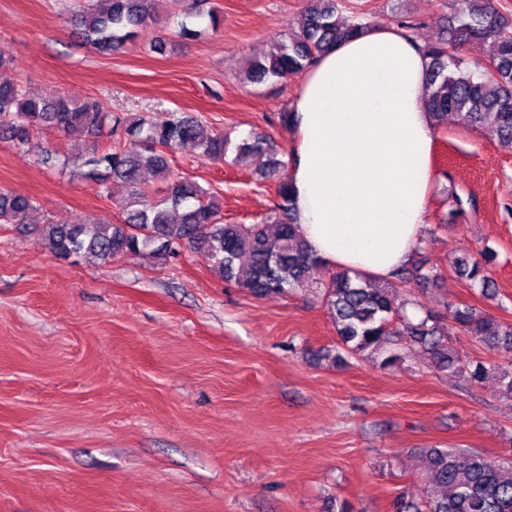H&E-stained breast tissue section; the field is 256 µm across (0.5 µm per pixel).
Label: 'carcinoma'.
Returning <instances> with one entry per match:
<instances>
[{
  "label": "carcinoma",
  "mask_w": 512,
  "mask_h": 512,
  "mask_svg": "<svg viewBox=\"0 0 512 512\" xmlns=\"http://www.w3.org/2000/svg\"><path fill=\"white\" fill-rule=\"evenodd\" d=\"M155 0H89L71 20L73 34L102 56L126 49L140 32L157 28ZM369 25L362 17L339 15L338 0H307L296 27L273 49L253 58L246 78L263 84L305 72L336 44ZM471 42L488 46L483 59L467 61L462 49ZM430 57L425 104L434 122L456 114L471 128L486 132L512 151V14L493 0H461L447 20V37L426 44ZM108 114L95 99L75 101L67 95L40 99L9 82H0V139L32 148L34 130L55 129L68 136L98 138ZM109 136L113 143L101 151L92 148L81 158V176L109 189L119 179L128 187L119 222L93 220L86 224H47L43 231L54 252L63 259L89 255L103 262L118 254L148 253L167 260L183 250L208 255L224 280L255 297L286 295L315 288L334 317L336 349L316 355L343 367L348 359L370 356L380 368L401 365L411 354L425 352L435 369L460 373L476 384L488 368L460 353L453 344L459 330L500 350L505 361L494 366L503 394L512 399V324L491 329L489 317L468 304L451 307L452 324L431 313L411 318L408 308H420L410 299L392 297L395 287L435 286L447 278L444 269L413 265L393 273L389 280L373 281L348 270L329 271L316 257L294 221L292 191L286 164L277 158L271 137L254 133L235 146L236 157L256 164V173L275 185L277 201L271 216L256 224L223 223L220 197L194 179L174 173L171 152L191 142L207 161L224 160L228 142L222 134L204 130L187 112H171L157 123L140 115L115 118ZM160 177L158 193L145 186L144 171ZM33 209L23 195L0 192V224H20ZM489 257L480 262L461 256L451 271L492 297L496 285L487 272ZM423 472L441 494L417 503L400 495L393 512H512V460L491 461L465 448L420 449Z\"/></svg>",
  "instance_id": "1"
}]
</instances>
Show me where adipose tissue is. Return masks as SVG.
Masks as SVG:
<instances>
[{"label":"adipose tissue","instance_id":"1","mask_svg":"<svg viewBox=\"0 0 512 512\" xmlns=\"http://www.w3.org/2000/svg\"><path fill=\"white\" fill-rule=\"evenodd\" d=\"M429 65L402 27H370L302 79L288 129L293 206L330 268L386 280L422 244L433 184Z\"/></svg>","mask_w":512,"mask_h":512}]
</instances>
